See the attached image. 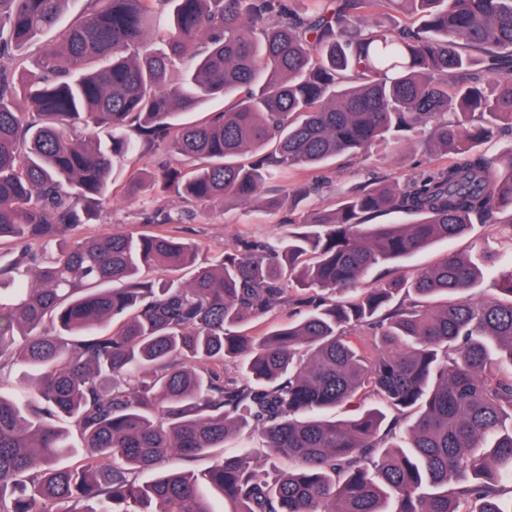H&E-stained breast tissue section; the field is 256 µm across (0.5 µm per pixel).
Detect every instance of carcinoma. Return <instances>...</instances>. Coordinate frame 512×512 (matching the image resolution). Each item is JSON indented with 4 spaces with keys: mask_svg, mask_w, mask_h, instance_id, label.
Here are the masks:
<instances>
[{
    "mask_svg": "<svg viewBox=\"0 0 512 512\" xmlns=\"http://www.w3.org/2000/svg\"><path fill=\"white\" fill-rule=\"evenodd\" d=\"M68 2L0 0V241L21 248L0 266V372L29 396L0 393V512H216L203 484L229 512H512V149L480 150L512 125V0H83L66 24ZM218 96L232 102L208 109ZM416 130L441 163L209 266L172 231L80 233L133 154L198 164L132 178L130 200L271 209L275 176ZM317 191L289 184L298 205ZM396 212L411 221L372 223ZM474 217L491 225L470 254L378 273ZM237 366L244 382L220 380ZM246 428L288 469L264 476L244 451L158 471ZM73 430L95 453L63 467Z\"/></svg>",
    "mask_w": 512,
    "mask_h": 512,
    "instance_id": "1",
    "label": "carcinoma"
}]
</instances>
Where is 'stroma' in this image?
<instances>
[{
  "instance_id": "1",
  "label": "stroma",
  "mask_w": 512,
  "mask_h": 512,
  "mask_svg": "<svg viewBox=\"0 0 512 512\" xmlns=\"http://www.w3.org/2000/svg\"><path fill=\"white\" fill-rule=\"evenodd\" d=\"M421 134L412 133L401 140L382 141L361 157L341 155L319 171H301V181L320 179L321 190L312 199L313 206L333 207L344 194L379 180L394 181L406 178L419 170L425 161L420 147ZM176 158L163 153L132 155L118 165L115 172L117 189L112 204L100 219L84 225L85 236L101 237L111 233L140 231L144 221L155 210L170 212L173 216H186V223L176 225L180 237L198 247V260L211 262L216 254L233 250L240 239L271 240L284 235L290 222L299 220L302 212L290 196H281L276 208L267 209L254 202L230 200L209 207L183 202L174 194H164L148 203L133 202L122 193L120 186L142 171L161 172L176 165Z\"/></svg>"
}]
</instances>
